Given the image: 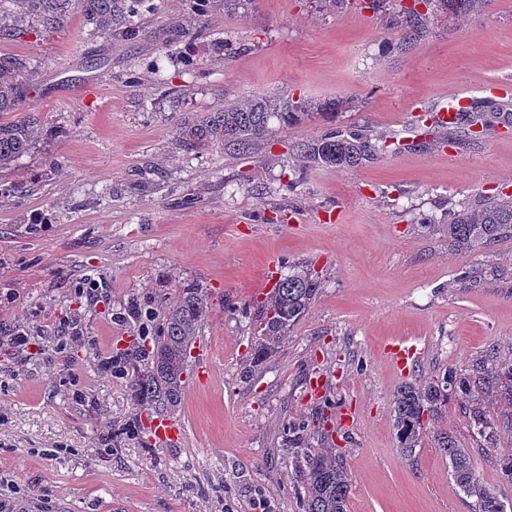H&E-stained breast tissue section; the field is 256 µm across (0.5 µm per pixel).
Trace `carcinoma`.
I'll list each match as a JSON object with an SVG mask.
<instances>
[{"mask_svg":"<svg viewBox=\"0 0 512 512\" xmlns=\"http://www.w3.org/2000/svg\"><path fill=\"white\" fill-rule=\"evenodd\" d=\"M15 13L0 6V40H14L24 33L23 21L37 20L47 28L61 23L70 5L83 12L98 35L134 40L141 35L137 19L156 10L153 0H15ZM488 0H439L448 12L462 15L485 6ZM409 35L422 33L420 12L405 6L398 15ZM20 59L0 56V167L28 153L39 138L40 125L29 116L7 119L5 115L22 111L23 96L17 73ZM329 104L309 103L283 97L258 96L243 103L233 102L210 112H197L179 121V141L197 147L220 144L229 152L246 153L273 133L272 121L282 127L294 125L312 111L325 113ZM493 112L480 106L458 113L457 122L487 131ZM387 145L379 146L370 136L329 130L320 138L301 145L309 163L327 166H356L374 158ZM512 237V199L478 202L457 212L448 224V240L460 250L487 247ZM320 283L307 266L295 263L288 276L280 279L262 301L253 305L251 315L259 325L251 364L256 368L271 358L288 330L308 312L318 294ZM210 301L207 291L194 283H185L177 300L163 317L162 334L149 350H131L135 367L129 389L137 400H155L165 411L179 407L184 391V374L192 345L200 336ZM471 403L470 418L479 448H495L499 441L498 422L512 429V358L478 364L469 374L452 369L421 381L406 383L395 395L392 418L400 448L411 452L426 438L434 442L448 459L453 479L465 495L477 498L478 512H499L500 496L486 489L471 465L470 449L461 445L444 424L448 403L456 398ZM305 425L292 429L288 443L302 449L295 468L296 482L302 485L301 512H348L351 478L343 460L336 455L333 435L319 431L321 447L315 448L307 437Z\"/></svg>","mask_w":512,"mask_h":512,"instance_id":"cac0c4a2","label":"carcinoma"}]
</instances>
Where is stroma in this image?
Segmentation results:
<instances>
[{
  "mask_svg": "<svg viewBox=\"0 0 512 512\" xmlns=\"http://www.w3.org/2000/svg\"><path fill=\"white\" fill-rule=\"evenodd\" d=\"M154 2L133 41L95 35L74 8L61 28L32 22L0 42L26 63L25 109L41 127L0 169L15 189L0 198V498L20 512H255L260 500L299 512L288 431L323 408L350 512H476L432 441L400 449L392 405L406 383L512 357V239L448 241L450 213L512 194V124L474 136L421 122L453 94L512 113L499 89L512 83V0L462 18L430 9L411 42L354 4L251 0L201 17L188 0ZM257 95L332 103L336 116L311 114L244 156L177 145L178 118ZM332 128L390 146L353 167L304 162L297 144ZM296 170L303 181L287 190ZM298 262L320 293L245 374L259 331L245 309ZM89 274L100 301L78 292ZM188 281L210 294L189 357L208 378L185 386L180 440L156 443L149 407L103 360L124 338L152 345ZM21 331L29 345L12 343ZM74 334L84 347L63 354ZM394 341L416 348L410 373L391 363ZM318 376L322 399L308 389ZM446 417L481 483L512 501L496 452L473 446L468 401Z\"/></svg>",
  "mask_w": 512,
  "mask_h": 512,
  "instance_id": "obj_1",
  "label": "stroma"
}]
</instances>
